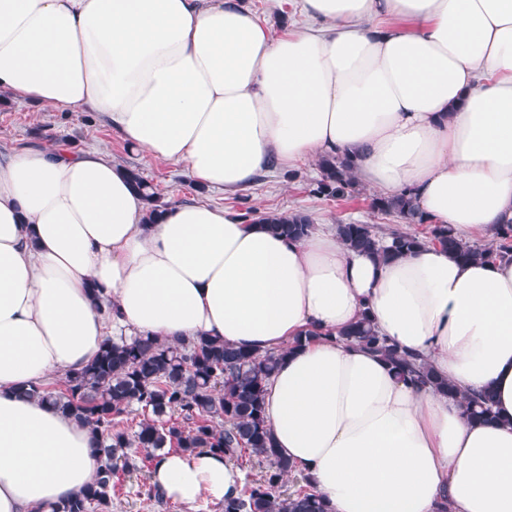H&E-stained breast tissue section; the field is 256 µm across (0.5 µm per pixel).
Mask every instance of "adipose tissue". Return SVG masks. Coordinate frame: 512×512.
<instances>
[{
	"mask_svg": "<svg viewBox=\"0 0 512 512\" xmlns=\"http://www.w3.org/2000/svg\"><path fill=\"white\" fill-rule=\"evenodd\" d=\"M300 9L308 27L275 35L240 0H0V92L96 113L227 193L339 155L463 241L511 224L512 0ZM145 209L98 149L0 153V512H51L94 480L89 429L23 391L131 336L280 353L265 417L330 512H512V259L427 243L385 260L332 227L291 238L217 206L172 204L152 224ZM365 314L457 396L339 340ZM487 389L494 419H470L465 396ZM151 483L192 512L243 477L165 448Z\"/></svg>",
	"mask_w": 512,
	"mask_h": 512,
	"instance_id": "obj_1",
	"label": "adipose tissue"
}]
</instances>
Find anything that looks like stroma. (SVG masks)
I'll return each instance as SVG.
<instances>
[{"label":"stroma","instance_id":"35a3bbf8","mask_svg":"<svg viewBox=\"0 0 512 512\" xmlns=\"http://www.w3.org/2000/svg\"><path fill=\"white\" fill-rule=\"evenodd\" d=\"M248 6L272 32L302 23L298 0H247ZM65 144L74 148L95 147L115 163L133 166L149 181L168 204L205 203L224 207L237 214L247 209L258 212L301 210L316 224H334L343 220L376 224L383 231L399 227L392 216L372 211L370 201L375 193L368 184H360L354 197L332 201L309 195L308 186L318 178L316 161L299 163L289 171L266 170L236 193L199 186L189 170L151 156L147 151L129 146L120 134L89 112H65L38 107L10 98L0 99V148L46 147Z\"/></svg>","mask_w":512,"mask_h":512}]
</instances>
